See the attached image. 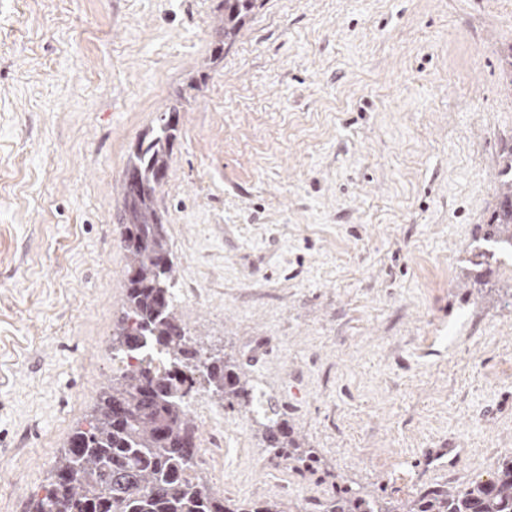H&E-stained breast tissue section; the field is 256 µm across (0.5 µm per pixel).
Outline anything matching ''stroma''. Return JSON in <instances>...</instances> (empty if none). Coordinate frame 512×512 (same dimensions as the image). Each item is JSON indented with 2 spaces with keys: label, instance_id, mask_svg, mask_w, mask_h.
<instances>
[{
  "label": "stroma",
  "instance_id": "1",
  "mask_svg": "<svg viewBox=\"0 0 512 512\" xmlns=\"http://www.w3.org/2000/svg\"><path fill=\"white\" fill-rule=\"evenodd\" d=\"M176 126L158 194L175 312L280 406L312 467L207 385L199 482L319 512L402 506L512 457V0H0V512H30L115 373L127 163ZM466 449L468 468L422 455ZM256 0H224V43L232 44ZM503 192L492 223L485 232L488 239L504 248L512 249V178L501 184ZM321 507V512H400L379 498L355 495L348 489L333 495Z\"/></svg>",
  "mask_w": 512,
  "mask_h": 512
}]
</instances>
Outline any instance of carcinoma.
Returning <instances> with one entry per match:
<instances>
[{
    "instance_id": "1",
    "label": "carcinoma",
    "mask_w": 512,
    "mask_h": 512,
    "mask_svg": "<svg viewBox=\"0 0 512 512\" xmlns=\"http://www.w3.org/2000/svg\"><path fill=\"white\" fill-rule=\"evenodd\" d=\"M256 0H224V43L235 41ZM175 125L158 118L130 157L124 182L120 235L126 255L122 317L112 347L125 365L103 386L88 427L75 430L56 461L34 512H282L275 502L235 505L195 481L197 426L188 402L196 385L231 408L258 417L268 448L283 462L312 460L291 436L275 400L257 390L237 360L195 347L174 307V262L156 196L166 177ZM486 236L512 249V179ZM322 512H398L379 498L345 489ZM405 512H512V459L497 476L463 490L435 487Z\"/></svg>"
}]
</instances>
